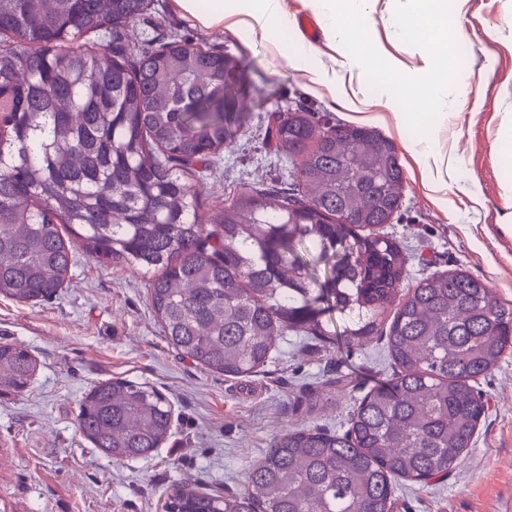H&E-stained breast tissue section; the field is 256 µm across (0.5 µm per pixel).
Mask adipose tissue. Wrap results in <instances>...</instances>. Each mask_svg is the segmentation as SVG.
Masks as SVG:
<instances>
[{"instance_id": "obj_1", "label": "adipose tissue", "mask_w": 512, "mask_h": 512, "mask_svg": "<svg viewBox=\"0 0 512 512\" xmlns=\"http://www.w3.org/2000/svg\"><path fill=\"white\" fill-rule=\"evenodd\" d=\"M180 8L201 25L223 27L231 23L234 29L246 32L271 44L283 57L296 63H307L312 48L306 43L288 40V15L281 0H177ZM314 8L324 17L333 43L343 45L355 36L356 26L367 23L372 0H312ZM409 157L426 173L431 191L446 186L439 161L442 156L438 134L419 140L404 141Z\"/></svg>"}]
</instances>
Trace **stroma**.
I'll return each instance as SVG.
<instances>
[{
	"mask_svg": "<svg viewBox=\"0 0 512 512\" xmlns=\"http://www.w3.org/2000/svg\"><path fill=\"white\" fill-rule=\"evenodd\" d=\"M153 4V19L135 27L138 36L174 32L230 52L242 65L243 125L210 170L191 181L205 214L243 191L287 186L290 164L265 142L268 113L299 108L325 123H345V100L379 93L373 72L350 67L327 31H320L305 68L249 36L200 25L176 0ZM407 8L406 0H374L360 36L391 70L387 97L396 112L420 109L428 64L422 39L399 33ZM450 12L467 38L469 59L461 61L448 41L438 47L437 70L449 95L465 80L475 90L474 103L449 111L441 125L442 154L455 168L436 202L413 161L401 156L404 198L382 232L407 249L404 287L460 267L510 308L512 153L492 147L512 127V0H454ZM312 67L333 87L312 83ZM476 197L484 207L473 205ZM75 256L67 284L51 299L31 306L0 297V341L37 359L27 391L0 393V512H161L170 487L182 481L216 495L242 494L250 466L281 430L298 423L345 430L356 400L395 371L383 340L348 348L289 332L259 372H209L169 343L143 275L80 249ZM112 378L147 383L173 406L172 435L150 457L111 459L77 428L84 393ZM476 388L487 410L473 447L442 482L399 483L394 512H512V350ZM313 389L332 395L331 405L309 411L305 397Z\"/></svg>",
	"mask_w": 512,
	"mask_h": 512,
	"instance_id": "stroma-1",
	"label": "stroma"
}]
</instances>
